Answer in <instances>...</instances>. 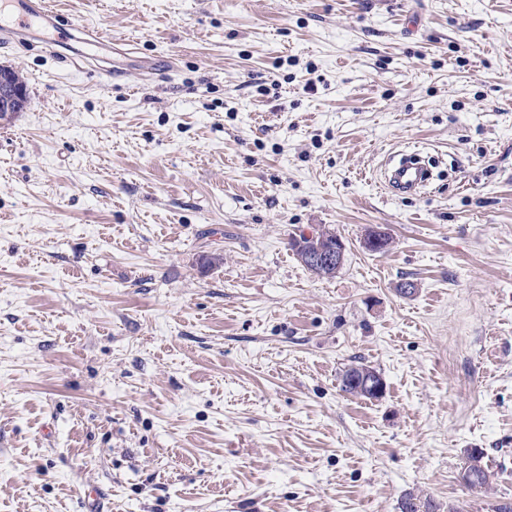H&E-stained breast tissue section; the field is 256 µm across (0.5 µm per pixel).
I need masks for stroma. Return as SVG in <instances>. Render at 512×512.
Instances as JSON below:
<instances>
[{
    "label": "stroma",
    "mask_w": 512,
    "mask_h": 512,
    "mask_svg": "<svg viewBox=\"0 0 512 512\" xmlns=\"http://www.w3.org/2000/svg\"><path fill=\"white\" fill-rule=\"evenodd\" d=\"M54 5L112 41L0 43V512L512 506V0ZM27 101V89L19 72L0 67V116L21 112ZM406 158L400 163L388 166L383 172V182L391 195L418 196L421 189L429 184L430 176L417 158L419 153H401ZM345 245L340 238H337L327 249L309 251L306 256L315 271H322L336 267L338 269L344 258ZM363 374L368 378L362 377ZM376 375H380V373L370 366L364 365L360 362L358 364H352L344 371L341 377L340 389L342 392L352 396L364 397L366 399H377L384 393L386 384L383 378H377ZM360 377H362L363 386L368 390L370 389L378 396L353 385L352 381L355 378L360 379Z\"/></svg>",
    "instance_id": "1"
}]
</instances>
